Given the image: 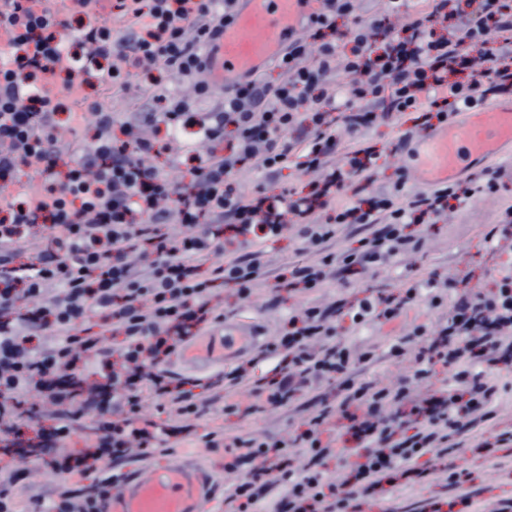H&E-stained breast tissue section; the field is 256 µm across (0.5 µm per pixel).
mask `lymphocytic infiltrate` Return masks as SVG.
<instances>
[{"label":"lymphocytic infiltrate","mask_w":512,"mask_h":512,"mask_svg":"<svg viewBox=\"0 0 512 512\" xmlns=\"http://www.w3.org/2000/svg\"><path fill=\"white\" fill-rule=\"evenodd\" d=\"M356 2L321 0L305 35L275 62L287 80L239 81L225 88L219 111L205 113L194 109L195 100L211 94L201 78L205 46L235 16L239 0H68L60 11L47 0H8L0 11V33L10 45L0 64V187L18 182L24 166L49 173L39 190L0 205V434L19 445L33 430L55 446L90 418L89 450L53 463L67 476L98 474L90 486L64 482L51 496L34 497L37 512H98L115 481L113 467L136 454L166 452L171 438L190 435L186 420L203 406L192 390L173 385L165 365L223 321V289L242 299L252 294L266 273L264 245L286 226L310 257L277 274L273 290L312 293L328 267L358 273L418 249L407 226L443 216L449 200L498 191L499 172L486 167L415 195L400 181L369 205L344 200L349 183L374 177L366 134L378 117L414 110L421 129L430 130L491 98L512 96V0H483L477 18L463 15L460 0H431L426 12L382 0L379 11L357 22L343 51L325 32L337 18L355 15ZM448 15L457 25L435 37L429 22ZM73 31L79 38L71 47ZM157 71L193 80V97L156 96L154 111L119 124L86 92L93 80L101 91L123 92L130 78L145 83ZM326 100L335 102L337 117L321 111ZM373 100L383 102V113L366 109ZM140 123L184 139L189 184L170 180L156 161L157 137L139 135ZM342 146L351 153L344 166L336 162ZM243 164L269 174L318 171L322 179L304 196L249 193L232 179ZM331 201L334 216L322 217ZM170 222L188 233L164 234ZM348 229L357 234L356 246L337 249L338 234ZM448 294L454 301L446 320L414 327L387 351L396 362L413 360L410 382L429 379L438 365L448 371L447 387L427 398L413 399L410 382L358 380V367L375 363L377 354L353 356L338 340L331 312L312 301L289 315L268 348L279 358L277 378L253 382L243 362L212 381L216 401L250 386L256 401L246 407L249 415L290 405L324 379L338 388L336 408L310 414L291 440L205 435L207 448L224 453L226 469L243 474L224 494L225 512H257L276 486L283 493L273 512H349L391 471L428 479L454 437L494 424L497 382L490 370L512 364L511 269L491 294L452 293L436 274L410 273L395 290H368L345 314L356 327L390 321L421 302L440 306ZM93 312L102 316L95 331L84 326ZM109 337L119 347L106 345ZM148 394L164 425L143 418ZM32 395L44 412L24 410ZM335 411L365 457L348 463L340 483L325 478L327 461L342 456L324 437ZM292 447L305 449L304 469H295ZM469 480L466 471H448L460 512H512V496L488 508Z\"/></svg>","instance_id":"lymphocytic-infiltrate-1"}]
</instances>
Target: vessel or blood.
Returning <instances> with one entry per match:
<instances>
[{"label":"vessel or blood","instance_id":"vessel-or-blood-1","mask_svg":"<svg viewBox=\"0 0 512 512\" xmlns=\"http://www.w3.org/2000/svg\"><path fill=\"white\" fill-rule=\"evenodd\" d=\"M302 28V0H241L223 36L208 51L209 78L217 89L259 72L277 58ZM512 144V107L491 104L448 122L424 145L420 176L427 182L453 180L474 159H491ZM252 334L235 330L192 346L195 363L229 357L247 347ZM218 492L211 476L188 461L133 473L118 496L100 512H210Z\"/></svg>","mask_w":512,"mask_h":512}]
</instances>
